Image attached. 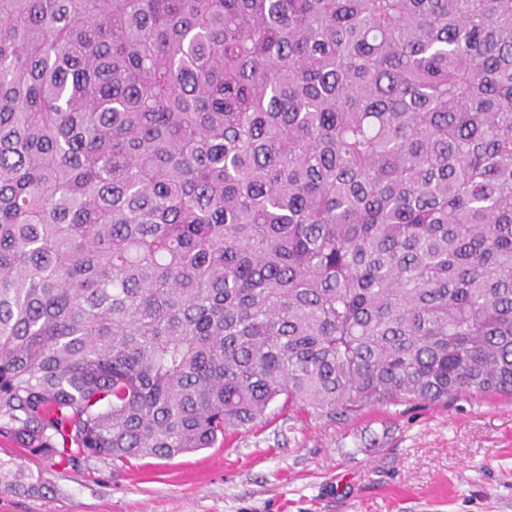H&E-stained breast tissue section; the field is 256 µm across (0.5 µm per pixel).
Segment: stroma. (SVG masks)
<instances>
[{
    "label": "stroma",
    "instance_id": "stroma-1",
    "mask_svg": "<svg viewBox=\"0 0 512 512\" xmlns=\"http://www.w3.org/2000/svg\"><path fill=\"white\" fill-rule=\"evenodd\" d=\"M40 491L0 512H512V397L396 402L344 417L282 403L252 430L172 459L57 464L0 437Z\"/></svg>",
    "mask_w": 512,
    "mask_h": 512
}]
</instances>
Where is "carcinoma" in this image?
Wrapping results in <instances>:
<instances>
[{
    "mask_svg": "<svg viewBox=\"0 0 512 512\" xmlns=\"http://www.w3.org/2000/svg\"><path fill=\"white\" fill-rule=\"evenodd\" d=\"M466 393L512 394V0H0V436Z\"/></svg>",
    "mask_w": 512,
    "mask_h": 512,
    "instance_id": "1",
    "label": "carcinoma"
}]
</instances>
